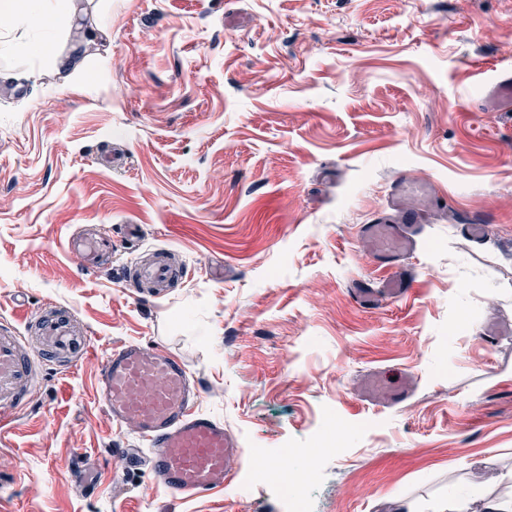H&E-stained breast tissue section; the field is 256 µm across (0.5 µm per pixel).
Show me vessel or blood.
<instances>
[{"instance_id":"obj_1","label":"vessel or blood","mask_w":512,"mask_h":512,"mask_svg":"<svg viewBox=\"0 0 512 512\" xmlns=\"http://www.w3.org/2000/svg\"><path fill=\"white\" fill-rule=\"evenodd\" d=\"M489 101L501 111L512 112V81L498 82L489 92ZM431 191L430 184L407 176L396 182L387 210L362 227L373 256L391 259L414 252L427 214L404 208L403 201ZM69 249L93 264L111 251L112 240L104 234H88L70 239ZM182 278L160 249L125 272L128 287L150 286L158 296ZM412 280L411 271H396L377 287L355 283L349 292L360 308L373 309L405 296ZM32 323L39 344L30 351L17 327L0 323V438L8 431L7 416L23 409L42 364L71 363L90 349L69 310L45 307ZM94 395L113 422L132 427L144 443L140 450L112 449L110 458L116 467L147 466L157 485L185 499L221 492L239 473L242 452L237 437L222 420L198 410L199 385L184 360L165 347L127 342L112 348L95 378Z\"/></svg>"}]
</instances>
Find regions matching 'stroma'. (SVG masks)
I'll return each instance as SVG.
<instances>
[{
	"mask_svg": "<svg viewBox=\"0 0 512 512\" xmlns=\"http://www.w3.org/2000/svg\"><path fill=\"white\" fill-rule=\"evenodd\" d=\"M109 23L78 79L49 45L0 22V320L73 312L91 350L51 364L0 443L12 512H282L265 469L305 470L307 512H417L512 497V112L484 88L512 72V0H81ZM431 212L491 213L487 236L426 224L404 298L348 288L392 273L360 233L400 176ZM141 227L132 237L127 227ZM112 236L94 267L64 250ZM157 248L184 267L163 298L126 266ZM502 328L488 345L481 333ZM165 346L242 448L224 492L183 500L145 468L92 382L110 348ZM409 384L395 406L362 378ZM98 477L86 488L76 467Z\"/></svg>",
	"mask_w": 512,
	"mask_h": 512,
	"instance_id": "35a3bbf8",
	"label": "stroma"
}]
</instances>
